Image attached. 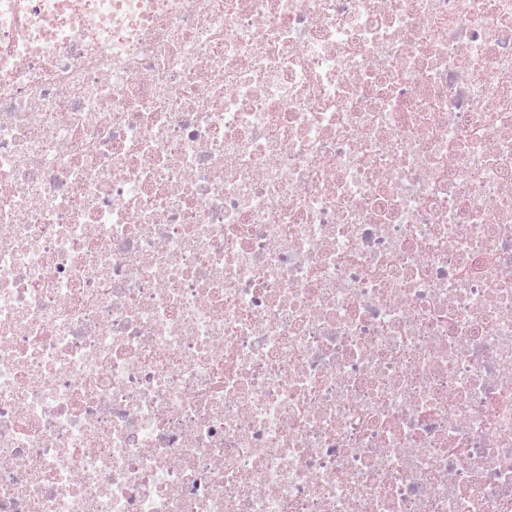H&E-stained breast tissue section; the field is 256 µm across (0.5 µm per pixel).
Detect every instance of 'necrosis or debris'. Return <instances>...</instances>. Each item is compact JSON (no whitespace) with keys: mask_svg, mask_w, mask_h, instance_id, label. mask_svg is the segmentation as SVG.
Masks as SVG:
<instances>
[{"mask_svg":"<svg viewBox=\"0 0 512 512\" xmlns=\"http://www.w3.org/2000/svg\"><path fill=\"white\" fill-rule=\"evenodd\" d=\"M0 70V512H512V0H146Z\"/></svg>","mask_w":512,"mask_h":512,"instance_id":"1","label":"necrosis or debris"}]
</instances>
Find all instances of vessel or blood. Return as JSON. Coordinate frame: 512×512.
<instances>
[{"label": "vessel or blood", "mask_w": 512, "mask_h": 512, "mask_svg": "<svg viewBox=\"0 0 512 512\" xmlns=\"http://www.w3.org/2000/svg\"><path fill=\"white\" fill-rule=\"evenodd\" d=\"M56 0H0V69L48 55L64 33L49 24Z\"/></svg>", "instance_id": "vessel-or-blood-1"}]
</instances>
